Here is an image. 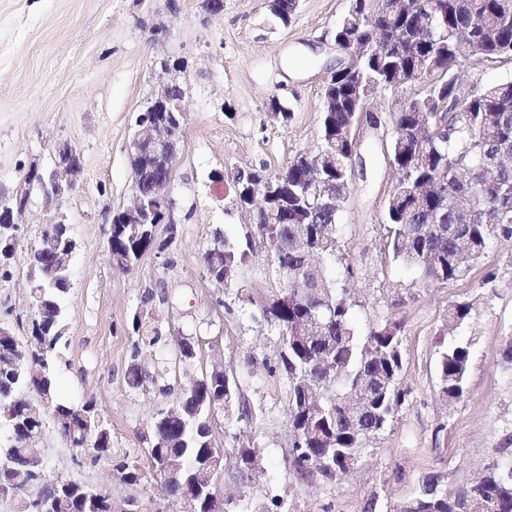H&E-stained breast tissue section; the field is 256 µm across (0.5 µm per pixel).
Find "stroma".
Here are the masks:
<instances>
[{
  "label": "stroma",
  "instance_id": "stroma-1",
  "mask_svg": "<svg viewBox=\"0 0 512 512\" xmlns=\"http://www.w3.org/2000/svg\"><path fill=\"white\" fill-rule=\"evenodd\" d=\"M0 0V194L16 190L27 169L46 162L53 146L70 143L80 154L81 177L63 210L77 241L66 308L61 394L73 402L95 399L112 424L116 454L144 459L146 436L163 398L133 390L125 373L133 357L151 362L179 337L209 343L201 363L233 364L253 413L226 421L224 446L254 448L264 475L248 480L233 459L224 461L225 498L244 500L264 512L280 496L291 512H392L427 475L448 490L469 484L512 435V360L503 349L512 338V238L493 239L484 258L447 283H422L396 264L387 249L386 200L396 173L386 144L399 109L396 94L373 99L376 124L359 133L355 164L342 201V246L355 271L349 281L360 325L402 321L406 391L398 416L372 439L358 464L341 480L297 483L286 474L288 382L270 376L279 339L256 323L247 307L218 311L221 294L202 285V253L211 228L244 224L225 210L228 183L214 172L249 167L274 174L296 155L315 150L320 138L322 85L348 59L337 51L334 30L349 0H300L288 26L273 22L265 0H224L217 15L201 0ZM183 63L190 85L187 124L170 185L174 216L181 225L164 253L145 254L124 272L107 248L109 212L130 202L133 179L129 145L136 119L166 75L157 59ZM291 116L271 119L270 96ZM9 282H0V323L16 325L29 313L27 252L18 250ZM168 301H155L146 319L159 327L158 349L134 352L131 316L157 280ZM478 302L473 318L450 331L451 304ZM469 343L468 397L448 403L439 395L437 367L453 340ZM51 473L110 488L114 495L161 499V478L148 475L127 486L108 464L81 467L64 440L45 432Z\"/></svg>",
  "mask_w": 512,
  "mask_h": 512
}]
</instances>
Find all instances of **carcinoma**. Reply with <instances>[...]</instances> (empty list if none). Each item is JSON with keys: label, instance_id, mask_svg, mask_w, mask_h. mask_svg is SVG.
Listing matches in <instances>:
<instances>
[{"label": "carcinoma", "instance_id": "cac0c4a2", "mask_svg": "<svg viewBox=\"0 0 512 512\" xmlns=\"http://www.w3.org/2000/svg\"><path fill=\"white\" fill-rule=\"evenodd\" d=\"M390 0L385 14L371 17L369 0H350V8L336 26L334 36L350 31L366 35L375 25L390 28L403 39V46L383 57L361 65L367 94L361 99L339 75L330 77L325 92L336 94V111L321 113L318 147L336 156V167L321 178L341 189L348 177L357 149L349 133L350 106L369 105L370 97L392 83L390 75L409 64L430 65L431 52L442 56L436 65L451 78L433 90L416 96L417 109L432 116L448 113L445 100H459L463 108L453 113L438 133L415 138L408 129L415 113L400 112L389 143L388 156L402 170L391 186L387 200L388 249L394 261L410 268L424 280L448 282L462 277L478 263L493 238H512V170L498 171L492 159L512 152V80L506 83L468 86L454 75L455 63L466 55L478 64L512 60V0H411L430 22L426 42L415 40L417 29L408 17L400 16ZM134 175L147 182L162 174L155 157L145 153L132 160ZM307 165L296 156L286 168L270 176L278 188L280 206L273 212H256L253 222L239 233L226 224L212 232L202 254L205 274H224V293L249 307L253 319L262 322L279 337L280 361L274 371L288 380V428L291 432L290 461L296 477L303 481L332 483L358 464L365 445L381 433L398 414L406 392L401 389L403 371L402 323L385 321L359 329L355 303L346 297V281L352 269L340 255V209L322 205L320 196L305 180ZM263 172L238 169L231 176L235 204L249 177ZM313 211V222H292L294 203ZM143 209L147 224H125L122 213L112 212L108 239L112 262L128 272L149 251H160L165 242L158 235L160 203L146 199ZM315 249L322 262L323 280L329 303L309 300L307 283L297 275L303 264L300 236ZM286 240L288 250L271 260L265 273L273 287L267 294L254 295L239 284L245 267L257 251L267 254L272 244ZM17 244L0 241V280L12 278L11 260ZM76 249L70 228L57 236L38 234L28 255L29 300L36 312L19 323L26 339L8 329L0 334V362L15 358L20 368L0 375V390L11 395L15 406L10 414L0 409V450L9 453L16 465L27 456L46 449L32 448L24 433L51 425L75 452L78 464H112L119 480L137 485L144 471L129 456L112 454L109 422L93 400L74 404L59 395L62 362L63 311L70 292L71 275L64 272L52 282L32 278V269L57 253ZM474 302H457L448 308V327L457 330L473 315ZM137 334L133 357L140 345L152 347L162 336L159 328L146 325L133 315ZM199 338H183L173 351L153 361V369L139 371L131 364L126 383L134 390L155 386L169 396L174 386L170 373L188 372L199 359ZM470 351L461 340L441 353L438 362L439 395L459 402L467 393ZM194 388L183 387L178 396L158 409L151 423V446L147 467L158 476L168 453L182 455L183 475L168 481V498L181 505L182 512H208L205 490L195 484L202 462L218 452L211 446L205 420L209 408L224 404V413H250L238 374L224 370V381L199 377ZM47 394L48 414L33 420L19 400L25 395ZM0 500L21 505L19 512H51L58 501L64 512H107L106 498L88 482L48 475L47 466L17 478L16 469L0 466ZM396 512H512V438L501 443L477 484L454 493L443 488L436 477H426L413 494L396 507Z\"/></svg>", "mask_w": 512, "mask_h": 512}]
</instances>
